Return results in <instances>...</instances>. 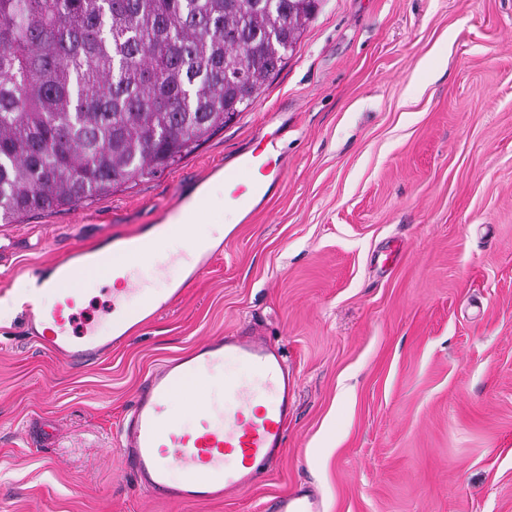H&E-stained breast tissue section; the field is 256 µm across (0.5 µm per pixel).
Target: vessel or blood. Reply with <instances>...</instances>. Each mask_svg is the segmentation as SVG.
Returning a JSON list of instances; mask_svg holds the SVG:
<instances>
[{"label":"vessel or blood","mask_w":512,"mask_h":512,"mask_svg":"<svg viewBox=\"0 0 512 512\" xmlns=\"http://www.w3.org/2000/svg\"><path fill=\"white\" fill-rule=\"evenodd\" d=\"M281 173V164L267 149L241 155L224 170L225 206L244 210L264 202ZM167 215L170 222L163 225V232L183 239L200 218L179 206ZM111 250L108 237L96 246L74 250L46 265L41 282L49 289L64 282L76 284L90 266L101 276H111ZM151 261L148 242L140 241L112 291L116 317L110 335H101L94 327L77 330L75 316L82 300L76 287L51 305L29 308L28 333L70 367L100 363L129 331L132 315L125 301L130 293H138L140 312L154 314L168 306V298L143 292L140 270ZM230 363L247 367L249 377L225 375L226 401L208 399L201 391L203 384ZM188 393L195 394L201 411L200 425L194 429L184 428L174 409ZM295 399L296 384L280 350L263 337L238 332L209 338L148 374L120 426L121 458L138 485L151 494L186 504L224 498L252 487L257 473L283 447ZM269 510L325 512V504L319 493L305 486L274 498Z\"/></svg>","instance_id":"b4317fda"}]
</instances>
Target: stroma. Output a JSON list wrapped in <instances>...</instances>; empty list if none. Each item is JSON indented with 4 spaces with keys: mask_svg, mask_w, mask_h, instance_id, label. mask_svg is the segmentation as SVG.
<instances>
[{
    "mask_svg": "<svg viewBox=\"0 0 512 512\" xmlns=\"http://www.w3.org/2000/svg\"><path fill=\"white\" fill-rule=\"evenodd\" d=\"M283 163L265 205L182 295L87 369L27 333L20 284L161 222L237 156ZM0 512H512V0H321L245 112L178 164L90 202L0 220ZM284 347L285 448L248 490L140 489L119 426L144 377L213 336ZM270 512H325V504L314 489L308 486L274 498Z\"/></svg>",
    "mask_w": 512,
    "mask_h": 512,
    "instance_id": "35a3bbf8",
    "label": "stroma"
}]
</instances>
